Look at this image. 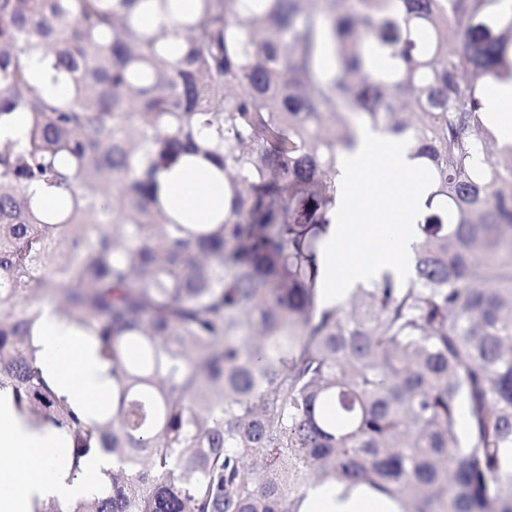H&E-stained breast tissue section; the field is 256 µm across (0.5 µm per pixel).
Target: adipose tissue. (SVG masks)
<instances>
[{"label": "adipose tissue", "mask_w": 512, "mask_h": 512, "mask_svg": "<svg viewBox=\"0 0 512 512\" xmlns=\"http://www.w3.org/2000/svg\"><path fill=\"white\" fill-rule=\"evenodd\" d=\"M484 110L500 132L512 138V82L491 83ZM156 192L165 205L193 212L201 224L224 209V177L200 156L161 170ZM36 345L42 368L61 395L91 415L110 403L105 365L83 330L66 323L53 306L43 308ZM64 445L61 430L29 427L0 395V512H30L37 500L67 502L99 491L97 475L105 459L87 461L81 473H72ZM299 512H404V507L401 500L367 484L336 480L310 484Z\"/></svg>", "instance_id": "ef3b65f1"}]
</instances>
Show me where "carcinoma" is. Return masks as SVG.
Listing matches in <instances>:
<instances>
[{
  "instance_id": "carcinoma-1",
  "label": "carcinoma",
  "mask_w": 512,
  "mask_h": 512,
  "mask_svg": "<svg viewBox=\"0 0 512 512\" xmlns=\"http://www.w3.org/2000/svg\"><path fill=\"white\" fill-rule=\"evenodd\" d=\"M197 2L168 23L171 0H0V128L27 117L0 141V393L68 433L73 472L112 458L106 494L32 512H298L336 478L405 512H512V143L491 150L482 118L483 83L512 80V13ZM362 122L431 171V213L405 282L329 303L323 235ZM197 154L224 217L184 224L154 175ZM46 303L108 364L94 418L39 366Z\"/></svg>"
}]
</instances>
